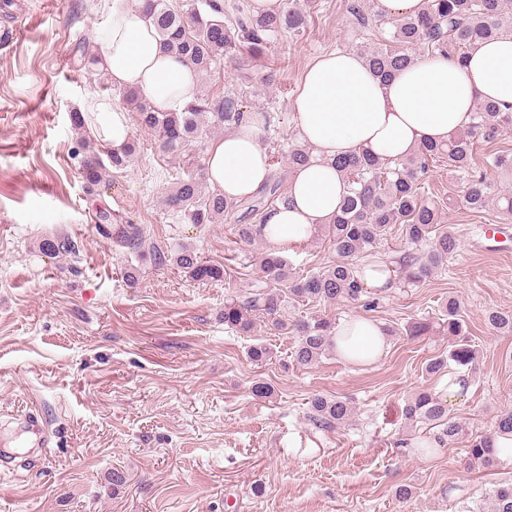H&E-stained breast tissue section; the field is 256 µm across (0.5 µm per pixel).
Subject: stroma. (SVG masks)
<instances>
[{"mask_svg":"<svg viewBox=\"0 0 512 512\" xmlns=\"http://www.w3.org/2000/svg\"><path fill=\"white\" fill-rule=\"evenodd\" d=\"M306 27L282 38L249 68L233 67L200 82L218 95L231 89L271 126L259 143L287 176L285 155L296 138L294 101L318 55L377 44L381 31L361 24L354 6L372 0H300ZM27 16L0 48V512H459L512 479V460L486 467L470 460L467 440L492 430L512 410V336L494 332L487 311H512V245L489 251L478 227L498 223L495 208L456 206L445 222L457 248L419 286L396 282L371 290L375 308L339 300L297 306L296 314L339 322L371 318L390 329L389 346L368 366L329 355L310 368L291 357L292 334L260 321L251 332L225 326L228 292L259 279L230 223H176L162 198L178 168L153 133L140 140L133 164L115 173L104 196L86 194L74 151L82 133L70 114L88 94L120 104L103 70L87 73L107 32L101 0H18ZM143 227L148 242L182 241L223 266L201 282L172 266L144 264L136 285L124 278L127 249L102 236L97 207ZM60 233L79 249L77 264L41 254V239ZM455 297L478 356L468 392L448 411L464 435L428 454L398 455L408 434L401 409L419 389L446 395L447 378L424 366L450 347L447 337L409 336L414 322L435 320ZM264 343L266 364L247 356ZM272 399L255 398V380ZM349 399L354 414L321 431L309 420L313 394ZM59 441L30 449L22 420L32 401ZM300 439L288 445L289 436ZM126 477L113 486L112 473ZM411 486L400 501L394 490Z\"/></svg>","mask_w":512,"mask_h":512,"instance_id":"obj_1","label":"stroma"}]
</instances>
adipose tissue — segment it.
<instances>
[{
    "label": "adipose tissue",
    "mask_w": 512,
    "mask_h": 512,
    "mask_svg": "<svg viewBox=\"0 0 512 512\" xmlns=\"http://www.w3.org/2000/svg\"><path fill=\"white\" fill-rule=\"evenodd\" d=\"M109 14L100 61L113 86L135 87L159 110L180 111L196 96L199 79L182 59L166 52L153 25L133 0H105ZM512 104V35L479 45L466 57L422 58L389 81L368 70L352 51L316 57L305 70L295 101L300 140L312 163L292 173L288 202L272 210L270 242L305 238L335 215L344 189L336 158L367 149L399 160L425 141L441 142L468 125L477 101ZM82 109L91 130L112 148L131 136L125 113L111 100L89 95ZM271 165L255 134L243 127L214 141L206 160L212 189L242 199L266 182ZM388 345L381 323L354 317L336 328L343 361L373 364Z\"/></svg>",
    "instance_id": "obj_1"
}]
</instances>
